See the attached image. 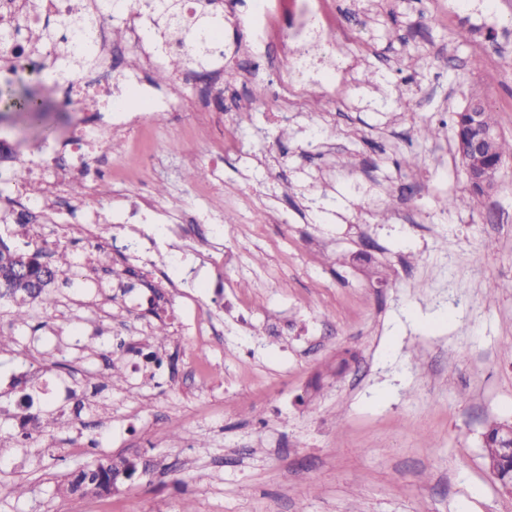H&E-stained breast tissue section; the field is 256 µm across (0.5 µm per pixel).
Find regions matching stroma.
I'll return each mask as SVG.
<instances>
[{
	"label": "stroma",
	"instance_id": "1",
	"mask_svg": "<svg viewBox=\"0 0 512 512\" xmlns=\"http://www.w3.org/2000/svg\"><path fill=\"white\" fill-rule=\"evenodd\" d=\"M336 3L349 40L332 55L316 37L301 81L318 89L287 122L271 101L196 114L183 85L169 95L177 113L113 151L97 233L141 248L112 254L107 277L74 242L48 294L107 295L123 315L66 320L41 300L12 328L0 512H182L188 497L196 512H512L482 448L487 423L512 422V293L498 288L512 280V159L495 194L438 205L467 191L451 116L472 94L512 139V68L499 67L512 60V0ZM236 40L225 25L217 65L257 63L276 81L279 46L265 39L256 61ZM333 69L348 79L340 98L324 87ZM427 125L436 137L421 136ZM197 167L206 178L187 180ZM144 196L159 218L120 223ZM186 216L184 239L153 245ZM140 352L162 370L132 371ZM113 365L123 388L105 384ZM26 393L61 426L24 436ZM100 456L144 473L108 496L59 493Z\"/></svg>",
	"mask_w": 512,
	"mask_h": 512
}]
</instances>
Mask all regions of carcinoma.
I'll return each instance as SVG.
<instances>
[{"mask_svg":"<svg viewBox=\"0 0 512 512\" xmlns=\"http://www.w3.org/2000/svg\"><path fill=\"white\" fill-rule=\"evenodd\" d=\"M140 5L157 17L163 19L165 30L178 31L183 28L185 19L180 7V0H138ZM99 17L87 15L78 25H73L67 16L45 20L36 29H27V39L35 44L51 45L57 57L67 60H80L87 63L97 62L95 45ZM224 26L221 15L208 9L201 10L193 28L197 35L196 50L193 60L203 67L211 62L217 45L212 38L215 31ZM0 100L7 103L28 124L40 123L48 110L29 88L22 85L7 83L0 87ZM482 112V126L485 129L495 128L487 106L477 95L471 97L468 107L454 113L452 120L459 136L469 131V108ZM512 157V142L498 137L491 144L489 157L463 158L464 168H477L488 163L505 162ZM483 197L480 188L472 186L465 195L446 196L438 199L440 207L446 210L469 207ZM54 263L44 261L45 250L37 247L21 250L9 239L0 236V301L15 304L13 322L17 325L27 323V306L34 303L41 292L51 287L58 273L71 266L69 254L65 250L54 252ZM26 425L33 431L43 432L59 424V418L52 415L22 414ZM505 424L492 422L482 433L484 458L486 465L496 481L512 480V455L504 447ZM137 470L136 464L126 457L99 459L91 464L70 472L59 486V492L70 496H103L109 495L113 487L126 483L120 478L113 480L119 468Z\"/></svg>","mask_w":512,"mask_h":512,"instance_id":"obj_1","label":"carcinoma"}]
</instances>
